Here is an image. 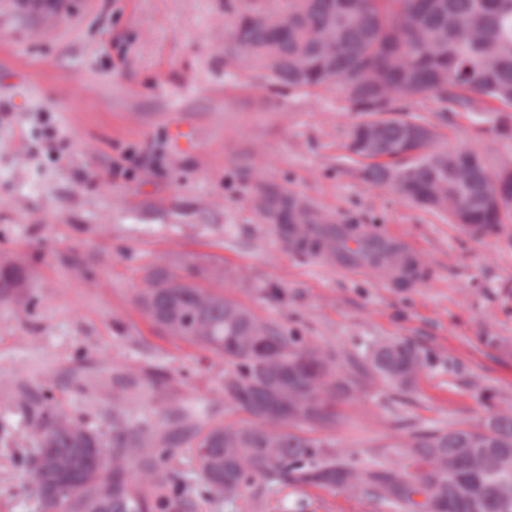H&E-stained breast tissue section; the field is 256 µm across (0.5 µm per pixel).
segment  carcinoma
<instances>
[{"mask_svg": "<svg viewBox=\"0 0 512 512\" xmlns=\"http://www.w3.org/2000/svg\"><path fill=\"white\" fill-rule=\"evenodd\" d=\"M228 50L291 90L334 87L361 116L350 152L367 182L387 187L470 234L492 236L512 223V163L496 168L443 134L410 102L433 97L444 111L512 138V0H288L279 14L250 0L227 35ZM281 219L300 237L318 220L286 200ZM191 268L151 264L137 303L168 335L205 346L224 361V402L249 422L217 423L195 434L187 452L207 492L234 502L256 483L281 481L342 488L394 512H512V405L484 425L413 431L395 447L400 459L358 466L310 437L339 424L336 406L356 385L333 377L334 361L293 330L265 323L224 290L204 287ZM29 274L0 252V300L33 306ZM372 372L399 391L412 389L426 364L405 341L374 344ZM35 433L29 458L42 512H193L187 487L174 482L170 447L196 416L175 407L179 429L166 443L148 422L112 418V439L27 393ZM141 460L133 483L126 464Z\"/></svg>", "mask_w": 512, "mask_h": 512, "instance_id": "obj_1", "label": "carcinoma"}]
</instances>
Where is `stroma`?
<instances>
[{"mask_svg":"<svg viewBox=\"0 0 512 512\" xmlns=\"http://www.w3.org/2000/svg\"><path fill=\"white\" fill-rule=\"evenodd\" d=\"M245 0H0V251L19 256L30 311L0 301V512H40L25 458L33 439L23 384L54 394L95 429L174 406L236 423L221 396L224 363L173 339L136 302L143 269L224 272V293L259 320L295 329L359 382L324 432L337 455L397 458L413 429L479 426L512 404V224L479 238L388 189L370 187L347 149L359 119L334 89L271 88L224 50ZM415 107L448 140L491 165L512 139L475 119ZM194 126L193 148L170 137ZM151 151L155 161L134 158ZM306 198L337 222L395 233L424 260L416 286L344 274L279 239L263 198ZM494 344H487L486 334ZM406 341L427 358L398 392L357 372L373 342ZM193 512H385L335 488L259 483L235 505L198 492Z\"/></svg>","mask_w":512,"mask_h":512,"instance_id":"obj_1","label":"stroma"}]
</instances>
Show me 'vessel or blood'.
Masks as SVG:
<instances>
[{"instance_id": "b4317fda", "label": "vessel or blood", "mask_w": 512, "mask_h": 512, "mask_svg": "<svg viewBox=\"0 0 512 512\" xmlns=\"http://www.w3.org/2000/svg\"><path fill=\"white\" fill-rule=\"evenodd\" d=\"M335 238V249L323 248L327 238ZM299 251L311 255L330 269L343 273L355 272L362 268L360 252L372 251L375 258L374 273L387 286L398 282L420 284L425 274L413 262L414 249L404 239L392 234L356 233L344 224H314L306 239L297 241Z\"/></svg>"}]
</instances>
